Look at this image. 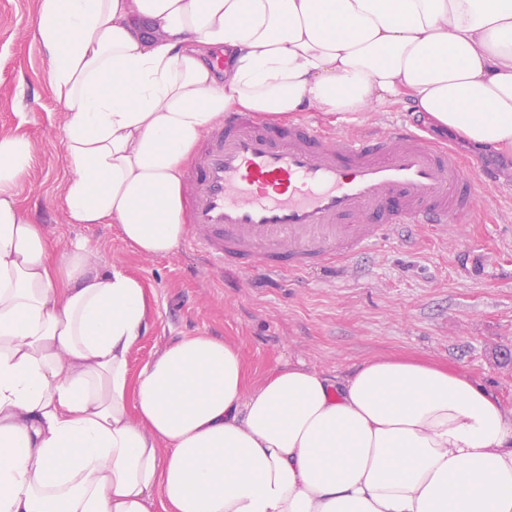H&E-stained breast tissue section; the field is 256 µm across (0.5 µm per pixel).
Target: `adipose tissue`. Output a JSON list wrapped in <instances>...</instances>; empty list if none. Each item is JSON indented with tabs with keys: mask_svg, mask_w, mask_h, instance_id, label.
<instances>
[{
	"mask_svg": "<svg viewBox=\"0 0 512 512\" xmlns=\"http://www.w3.org/2000/svg\"><path fill=\"white\" fill-rule=\"evenodd\" d=\"M37 32L64 208L146 257L183 238L182 167L229 111L408 102L512 155V0H40ZM31 160L0 139V512H512V407L448 365L253 384L235 345L197 335L131 376L146 291L79 244L51 260L15 202Z\"/></svg>",
	"mask_w": 512,
	"mask_h": 512,
	"instance_id": "1",
	"label": "adipose tissue"
}]
</instances>
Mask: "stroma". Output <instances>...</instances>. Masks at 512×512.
Returning a JSON list of instances; mask_svg holds the SVG:
<instances>
[{"label": "stroma", "instance_id": "1", "mask_svg": "<svg viewBox=\"0 0 512 512\" xmlns=\"http://www.w3.org/2000/svg\"><path fill=\"white\" fill-rule=\"evenodd\" d=\"M38 9L39 0H0V138H25L33 154L16 201L43 226L52 259L79 240L92 268L122 270L146 289L147 333L130 355L131 374L181 337L204 334L236 345L254 383L298 362L336 379L372 357L418 354L512 406L511 158L472 153L409 106L323 112L320 120L340 133L405 120L453 148L479 179L471 223L405 227L336 273L296 280L221 276L183 243L145 257L118 225L77 224L63 207L67 117L48 83Z\"/></svg>", "mask_w": 512, "mask_h": 512}]
</instances>
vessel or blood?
I'll list each match as a JSON object with an SVG mask.
<instances>
[{
    "mask_svg": "<svg viewBox=\"0 0 512 512\" xmlns=\"http://www.w3.org/2000/svg\"><path fill=\"white\" fill-rule=\"evenodd\" d=\"M188 247L216 271L305 274L396 225L468 221L462 158L405 125L336 134L315 121L225 113L182 177Z\"/></svg>",
    "mask_w": 512,
    "mask_h": 512,
    "instance_id": "1",
    "label": "vessel or blood"
}]
</instances>
